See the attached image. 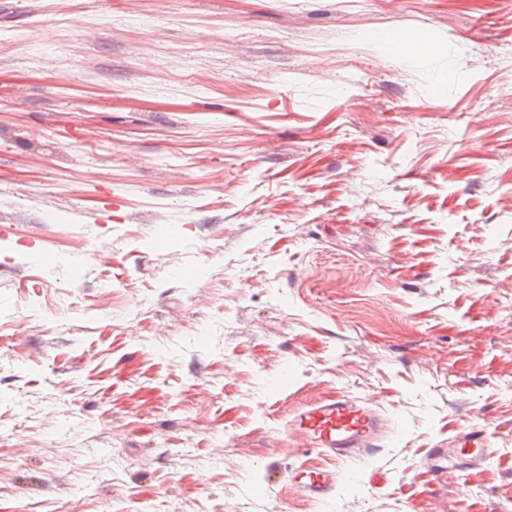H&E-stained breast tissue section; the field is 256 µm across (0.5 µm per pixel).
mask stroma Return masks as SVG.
Wrapping results in <instances>:
<instances>
[{"label":"stroma","instance_id":"35a3bbf8","mask_svg":"<svg viewBox=\"0 0 512 512\" xmlns=\"http://www.w3.org/2000/svg\"><path fill=\"white\" fill-rule=\"evenodd\" d=\"M1 225L0 512H512L507 0H0ZM289 426L331 459L344 461L378 448L383 419L367 402L333 394L300 409ZM485 432V426L475 425L470 427L461 438L448 441V448H434L431 458L434 466L440 468L459 466L483 457V450L487 448ZM464 448H470V450L467 451ZM336 467L305 468L300 466L291 475V481L301 495L310 501L328 498L339 482Z\"/></svg>","mask_w":512,"mask_h":512}]
</instances>
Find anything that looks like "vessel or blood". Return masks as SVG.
Instances as JSON below:
<instances>
[{"label": "vessel or blood", "instance_id": "obj_1", "mask_svg": "<svg viewBox=\"0 0 512 512\" xmlns=\"http://www.w3.org/2000/svg\"><path fill=\"white\" fill-rule=\"evenodd\" d=\"M289 426L331 459L344 461L376 450L383 419L367 402L333 394L300 409ZM486 446L484 426L475 425L447 447L433 449L432 461L440 468L459 466L481 458ZM339 478L333 467H300L291 475L296 489L310 501L330 497Z\"/></svg>", "mask_w": 512, "mask_h": 512}]
</instances>
